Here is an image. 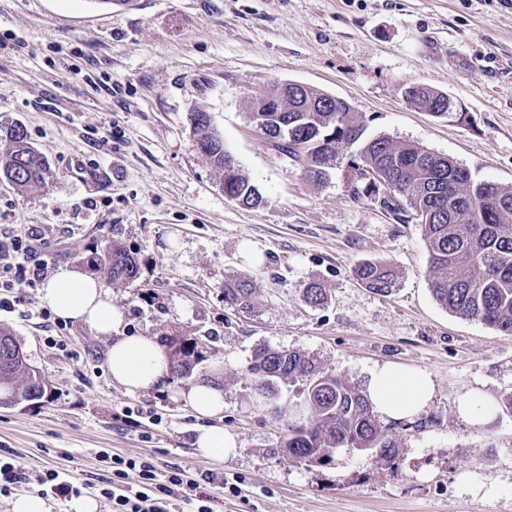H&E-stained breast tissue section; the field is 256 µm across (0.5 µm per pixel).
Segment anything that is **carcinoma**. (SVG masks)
I'll return each mask as SVG.
<instances>
[{"instance_id":"1","label":"carcinoma","mask_w":512,"mask_h":512,"mask_svg":"<svg viewBox=\"0 0 512 512\" xmlns=\"http://www.w3.org/2000/svg\"><path fill=\"white\" fill-rule=\"evenodd\" d=\"M409 99L435 116L446 117L448 96L415 86ZM288 112H252L251 120L281 143L276 148L305 165L316 177L327 170L323 162L339 160L338 148L360 144L352 169L360 179L355 195L374 199L383 187L394 188L395 197L386 208L403 210L417 217L433 272L431 291L436 302L465 320H478L512 335V188L463 176L451 159L422 147L393 143L377 136L363 138L364 127L353 108L336 107L331 96L314 88L288 99ZM203 112L190 114L198 152L224 173V191L241 204L256 207L262 201L258 188L236 168L224 169L232 158L224 141L203 122ZM47 173L45 159L28 141L21 125L0 137V176L23 190L42 184ZM455 178L453 196H448V177ZM107 281H132L138 264L132 253L118 244H108L90 258ZM355 274L368 287L382 293L392 290L391 270L379 261H367ZM256 289L248 279L224 282V302L249 309ZM212 336H165L171 373L188 377L214 354ZM20 344L0 328V388L9 403L40 400L48 388L44 376L26 360L12 356ZM248 372L254 378L258 398L270 400L285 383L306 386L302 417L288 426V434L275 453H283L307 467L327 462L337 448H377L384 453L394 444L376 419L367 392L341 377L324 371L304 353L269 347L256 350Z\"/></svg>"}]
</instances>
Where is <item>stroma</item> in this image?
<instances>
[{
	"label": "stroma",
	"mask_w": 512,
	"mask_h": 512,
	"mask_svg": "<svg viewBox=\"0 0 512 512\" xmlns=\"http://www.w3.org/2000/svg\"><path fill=\"white\" fill-rule=\"evenodd\" d=\"M285 81L348 101L367 136L512 187V0H0V129L21 124L50 168L23 191L0 179V241L33 230V257L52 274L121 245L139 261L135 280L108 287L124 331L208 334L217 350L192 377L126 393L106 367L108 341L79 321L44 324L40 288L15 275L21 303L0 311V327L50 390L0 403V454L68 472L98 512H112L104 451L188 479L223 473L239 490L214 512H512V335L435 301L420 224L354 197L351 150L316 181L262 138L252 101ZM413 84L447 94L456 115L419 111L404 96ZM194 112L208 113L259 207L225 195L222 171L194 147ZM246 241L261 264L245 260ZM367 260L394 268L392 293L357 280ZM230 276L253 282L252 309L225 305ZM312 281L326 291L317 307L302 297ZM264 345L312 355L361 388L388 364L421 369L435 396L415 422L385 420L390 454L339 448L307 467L277 452L301 385L274 405L254 397L247 367ZM216 368L238 444L224 458L197 451L199 421L174 398ZM471 389L497 404L490 423L456 413ZM136 405L161 423H130Z\"/></svg>",
	"instance_id": "stroma-1"
}]
</instances>
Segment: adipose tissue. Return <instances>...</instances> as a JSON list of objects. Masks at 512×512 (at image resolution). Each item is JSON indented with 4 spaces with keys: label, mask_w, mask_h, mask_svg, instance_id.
I'll use <instances>...</instances> for the list:
<instances>
[{
    "label": "adipose tissue",
    "mask_w": 512,
    "mask_h": 512,
    "mask_svg": "<svg viewBox=\"0 0 512 512\" xmlns=\"http://www.w3.org/2000/svg\"><path fill=\"white\" fill-rule=\"evenodd\" d=\"M42 300L60 319L86 323L111 337L108 368L113 380L126 392L153 389L168 376L169 361L158 343L141 336L121 335L123 314L96 278L76 271H59L44 285ZM367 392L375 412L384 418L412 421L433 400L434 385L424 371L385 366L373 373ZM180 397L196 417L207 421L196 440L201 454H233L237 448L234 435L216 423L224 412L223 389L203 382L181 392Z\"/></svg>",
    "instance_id": "obj_1"
}]
</instances>
